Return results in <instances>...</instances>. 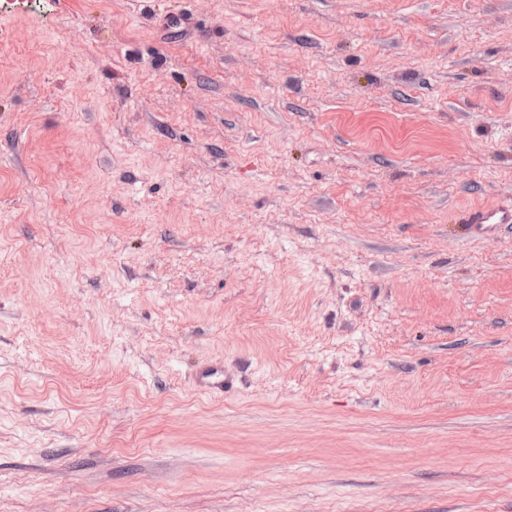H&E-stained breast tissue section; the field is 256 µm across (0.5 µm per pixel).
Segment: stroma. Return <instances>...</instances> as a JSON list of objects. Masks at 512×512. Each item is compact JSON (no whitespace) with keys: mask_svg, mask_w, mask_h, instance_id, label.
Instances as JSON below:
<instances>
[{"mask_svg":"<svg viewBox=\"0 0 512 512\" xmlns=\"http://www.w3.org/2000/svg\"><path fill=\"white\" fill-rule=\"evenodd\" d=\"M511 203L512 0H0V512H512ZM474 237L488 238L497 235L500 230L512 224V206L495 208H474L464 217ZM196 385L198 389L210 396H223L224 394V366L212 363L201 367L197 373Z\"/></svg>","mask_w":512,"mask_h":512,"instance_id":"35a3bbf8","label":"stroma"}]
</instances>
